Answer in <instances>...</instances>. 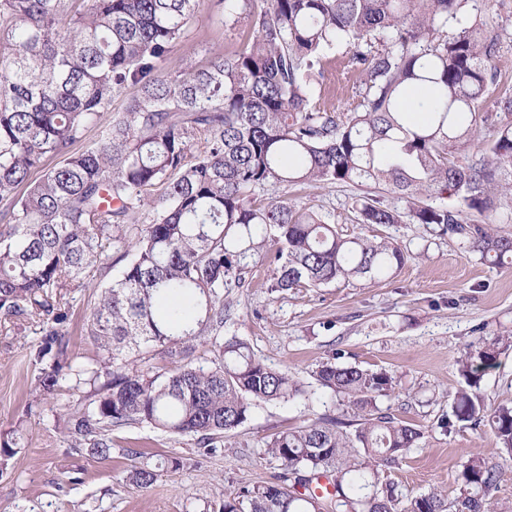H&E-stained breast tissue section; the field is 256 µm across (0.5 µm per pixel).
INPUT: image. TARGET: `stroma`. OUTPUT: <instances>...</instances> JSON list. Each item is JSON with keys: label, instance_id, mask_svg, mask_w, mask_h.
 Returning <instances> with one entry per match:
<instances>
[{"label": "stroma", "instance_id": "1", "mask_svg": "<svg viewBox=\"0 0 512 512\" xmlns=\"http://www.w3.org/2000/svg\"><path fill=\"white\" fill-rule=\"evenodd\" d=\"M462 11L494 30V94L512 92V0H465ZM248 28V20L231 28L201 12L191 32L194 57L178 47L164 67L178 70L189 58L205 64L210 53L237 49ZM353 53L347 44L326 51L323 67L311 74L312 107L345 113L358 109L365 88ZM366 192L363 186L305 183L289 188L287 199L331 213L338 229L350 234L359 229L354 199ZM364 231L393 238L407 254L390 278L277 291L267 267L256 264L248 268L244 286L225 296V335L245 340L265 363L307 383L314 396L259 405L245 424L225 435L223 451L214 454L191 438L148 427L113 431L110 458L75 453L50 407L28 406L39 373L30 356L41 339L39 326L0 328V432L15 428L20 436L19 452L0 475V512H220L225 499L283 476L280 462L264 454L270 436L322 414L346 412L342 397L320 389L315 379L318 368L331 359L389 372L397 387L393 395L379 398L378 406L424 431L418 447L388 472L399 492L416 495L435 488L457 497L465 466L479 457L498 472L492 492L498 512H512V459L501 456L489 429L459 424L446 434L438 426L461 385L456 358L466 349L482 347L499 326L512 325V266L481 262L432 225H373ZM95 301L89 288L70 301L66 329L85 361L96 355L83 332L84 317ZM479 393L486 409L512 406V349L485 372ZM131 448L161 467L149 491L123 480L133 462L127 454ZM173 456L183 459V467L167 468Z\"/></svg>", "mask_w": 512, "mask_h": 512}]
</instances>
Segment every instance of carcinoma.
<instances>
[{
    "mask_svg": "<svg viewBox=\"0 0 512 512\" xmlns=\"http://www.w3.org/2000/svg\"><path fill=\"white\" fill-rule=\"evenodd\" d=\"M253 2L213 8L235 23ZM462 2L263 0L240 49L170 72L163 63L189 40L201 0H0V326H40L33 402L56 399L66 383L84 390L57 407L71 448L108 458L112 431L145 425L214 451L258 405L311 398L248 343L224 338V291L258 263L283 291L380 281L407 255L388 236L344 235L330 213L258 190L383 186L412 223L440 227L491 266L512 264V236L464 216L496 211L499 188H512V96L495 101L503 116L480 140L497 40ZM450 19L461 29L448 41L438 33ZM388 33L385 48L359 50ZM340 43L358 48L367 89L349 115L309 107L308 70ZM419 87L432 104L415 123L405 101ZM90 131L95 140L78 147ZM420 194L432 202L416 203ZM353 210L360 224L404 215L367 196ZM78 288L98 296L84 320L90 363L64 330ZM199 344L214 357L192 358ZM511 347L512 327L456 360L465 386L445 423L490 427L510 459L512 406L487 411L479 387ZM158 357L172 366H153ZM316 380L347 399L354 419L323 416L272 437L265 454L288 482L247 488L222 512H496L497 472L481 458L465 466L452 502L435 489L405 498L388 480L425 437L377 405L397 386L391 374L329 361ZM17 450L14 433L0 436L1 473ZM157 479L144 460L123 477L140 491Z\"/></svg>",
    "mask_w": 512,
    "mask_h": 512,
    "instance_id": "cac0c4a2",
    "label": "carcinoma"
}]
</instances>
